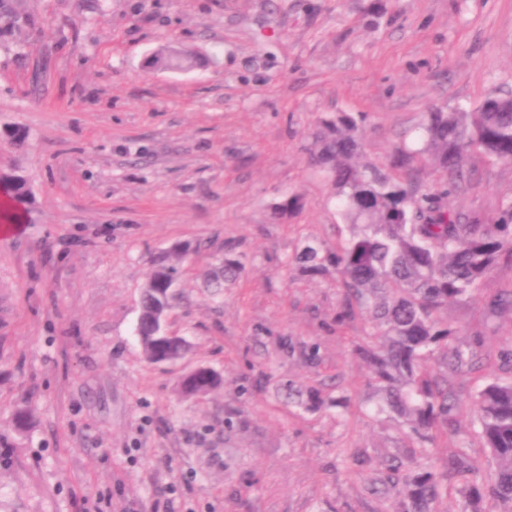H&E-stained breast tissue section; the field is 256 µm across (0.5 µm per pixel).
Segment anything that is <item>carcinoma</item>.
<instances>
[{
  "label": "carcinoma",
  "mask_w": 512,
  "mask_h": 512,
  "mask_svg": "<svg viewBox=\"0 0 512 512\" xmlns=\"http://www.w3.org/2000/svg\"><path fill=\"white\" fill-rule=\"evenodd\" d=\"M365 116L348 112L321 121L316 163L329 175L340 214L350 229L336 249L304 244L293 262L309 276L336 268L344 288L340 319L358 309L370 315L371 335L379 343L360 349L372 381L390 413L430 444L458 436V405L448 375L471 374L483 366L480 340L452 348L456 331L443 321L448 301L481 293L485 280L502 258L512 261V200L497 218L453 209L444 192L423 190L418 168L438 171L455 191L473 188L465 170L467 158L480 152L497 162H512V96L490 90L473 109L425 113L417 135L418 149L396 145L388 170L359 161L358 132ZM0 219L23 223L29 201L25 179L0 177ZM187 245L179 244L153 262L144 285V311L137 332L146 359L156 362L164 352L183 357L187 346L154 335L149 313L154 305L173 301L170 287L181 273ZM244 271L242 261L228 254L209 281L220 289L234 284ZM219 381L201 372L191 391L207 393ZM478 437L487 451L481 470L460 444L443 463L418 467L393 459L388 479L397 488L395 512H512V380L480 384L473 396Z\"/></svg>",
  "instance_id": "obj_1"
}]
</instances>
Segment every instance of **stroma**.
Returning a JSON list of instances; mask_svg holds the SVG:
<instances>
[{
	"mask_svg": "<svg viewBox=\"0 0 512 512\" xmlns=\"http://www.w3.org/2000/svg\"><path fill=\"white\" fill-rule=\"evenodd\" d=\"M10 3L0 172L31 201L20 231L0 232V512H393L381 463L416 441L377 410L358 354L369 314L338 321L336 273L292 261L348 234L313 161L318 120L364 114L362 159L379 165L416 147L429 108L512 91V0ZM165 47L191 66L148 67ZM468 168L474 188L449 203L496 217L512 163ZM294 194L301 209L276 217ZM184 243L168 328L188 352L152 363L135 333L143 285ZM227 252L245 271L217 300L202 277ZM509 288L503 260L444 312L498 376L512 312L488 299ZM199 366L221 385L181 393ZM312 391L320 409L300 403Z\"/></svg>",
	"mask_w": 512,
	"mask_h": 512,
	"instance_id": "35a3bbf8",
	"label": "stroma"
}]
</instances>
